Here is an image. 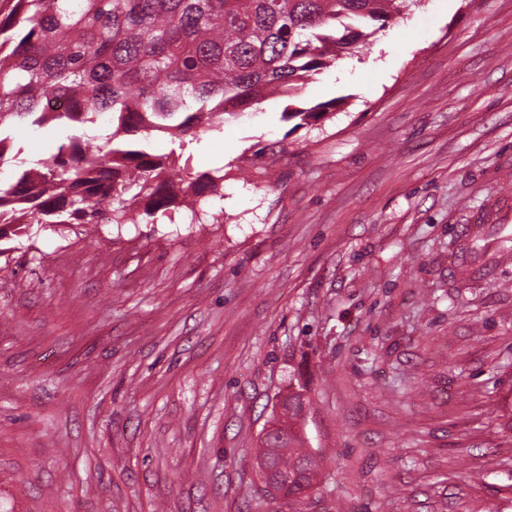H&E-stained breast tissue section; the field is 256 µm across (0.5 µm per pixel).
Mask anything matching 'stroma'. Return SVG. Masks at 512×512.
<instances>
[{
  "mask_svg": "<svg viewBox=\"0 0 512 512\" xmlns=\"http://www.w3.org/2000/svg\"><path fill=\"white\" fill-rule=\"evenodd\" d=\"M149 150L218 193L0 255V512H512V0H417ZM297 390L321 471L289 504L253 458Z\"/></svg>",
  "mask_w": 512,
  "mask_h": 512,
  "instance_id": "1",
  "label": "stroma"
}]
</instances>
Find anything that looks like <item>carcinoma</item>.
I'll use <instances>...</instances> for the list:
<instances>
[{
	"label": "carcinoma",
	"mask_w": 512,
	"mask_h": 512,
	"mask_svg": "<svg viewBox=\"0 0 512 512\" xmlns=\"http://www.w3.org/2000/svg\"><path fill=\"white\" fill-rule=\"evenodd\" d=\"M409 0H0V239L32 224H114L215 192L224 176L180 169L126 136L173 138L224 125L273 96L297 97L338 56L367 45ZM68 103L50 112L45 101ZM236 107L226 111V105ZM329 104L283 118L316 121ZM107 151L66 136L30 166L13 130L32 133L97 121ZM295 437L272 440V469L288 499L305 496L320 461Z\"/></svg>",
	"instance_id": "cac0c4a2"
}]
</instances>
